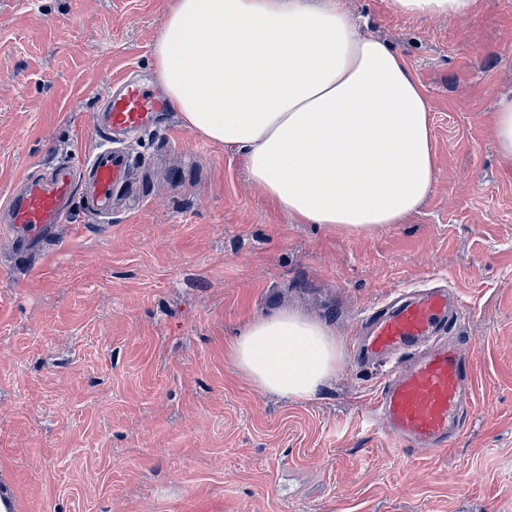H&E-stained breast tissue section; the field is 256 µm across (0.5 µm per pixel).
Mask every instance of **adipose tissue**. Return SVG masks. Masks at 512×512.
<instances>
[{
  "mask_svg": "<svg viewBox=\"0 0 512 512\" xmlns=\"http://www.w3.org/2000/svg\"><path fill=\"white\" fill-rule=\"evenodd\" d=\"M394 14L464 19L478 0H387ZM170 108L241 153L298 224L400 223L432 189L430 106L403 54L343 0H177L152 51ZM234 367L283 399L314 398L340 353L330 326L286 308L249 318Z\"/></svg>",
  "mask_w": 512,
  "mask_h": 512,
  "instance_id": "adipose-tissue-1",
  "label": "adipose tissue"
}]
</instances>
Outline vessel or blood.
Instances as JSON below:
<instances>
[{
	"label": "vessel or blood",
	"instance_id": "vessel-or-blood-1",
	"mask_svg": "<svg viewBox=\"0 0 512 512\" xmlns=\"http://www.w3.org/2000/svg\"><path fill=\"white\" fill-rule=\"evenodd\" d=\"M164 107L146 86L126 81L109 87L96 115L102 145L82 163L60 162L48 174L28 178L1 206L22 241L45 239L56 225L68 223L77 196L85 212L110 219L113 200L130 184L135 167L119 143L150 131ZM460 320L447 289L432 288L400 297L361 330L355 356L392 364L374 417L401 451L436 454L464 430L460 411L474 399V375L459 345L438 339Z\"/></svg>",
	"mask_w": 512,
	"mask_h": 512
}]
</instances>
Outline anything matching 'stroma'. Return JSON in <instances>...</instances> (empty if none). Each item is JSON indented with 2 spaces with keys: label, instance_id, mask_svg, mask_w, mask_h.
<instances>
[{
  "label": "stroma",
  "instance_id": "35a3bbf8",
  "mask_svg": "<svg viewBox=\"0 0 512 512\" xmlns=\"http://www.w3.org/2000/svg\"><path fill=\"white\" fill-rule=\"evenodd\" d=\"M174 0H0V203L80 163L107 79L162 89L151 52ZM404 53L431 108L433 187L370 232L296 224L242 154L168 112L127 143L139 170L102 224L73 205L47 240L0 223V487L12 512H512V159L492 121L512 96V0L410 20L344 0ZM447 283L476 374L464 434L401 455L366 422L378 366L352 334L384 298ZM285 307L343 353L313 399L265 393L224 355Z\"/></svg>",
  "mask_w": 512,
  "mask_h": 512
}]
</instances>
